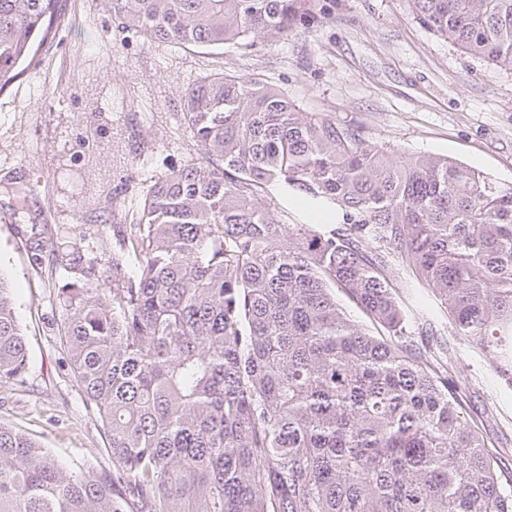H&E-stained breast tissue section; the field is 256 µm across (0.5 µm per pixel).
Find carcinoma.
Masks as SVG:
<instances>
[{"instance_id":"1","label":"carcinoma","mask_w":512,"mask_h":512,"mask_svg":"<svg viewBox=\"0 0 512 512\" xmlns=\"http://www.w3.org/2000/svg\"><path fill=\"white\" fill-rule=\"evenodd\" d=\"M57 0H0V90ZM152 44L246 50L321 18V0H108ZM464 53L512 72V0H409ZM199 159L146 195L112 287L81 256L59 292L70 368L112 470L69 468L0 424V512H512L447 367L408 347L391 266L512 385V186L447 156L401 160L253 74L183 100ZM270 196L272 205H257ZM300 199L311 223L281 224ZM344 293L382 331L336 300ZM28 369L0 277V380Z\"/></svg>"}]
</instances>
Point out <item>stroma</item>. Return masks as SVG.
<instances>
[{
	"label": "stroma",
	"instance_id": "1",
	"mask_svg": "<svg viewBox=\"0 0 512 512\" xmlns=\"http://www.w3.org/2000/svg\"><path fill=\"white\" fill-rule=\"evenodd\" d=\"M330 18L244 51L151 44L113 22L106 0H58L48 36L0 90V273L28 351L23 382L0 383V423L65 466L108 470L107 433L87 407L60 340V249L112 275L150 187L197 156L182 103L201 77L255 74L304 106L362 128L398 156H448L512 185V73L464 54L407 0H325ZM429 360L450 355L463 418L512 463V388L452 332L410 322Z\"/></svg>",
	"mask_w": 512,
	"mask_h": 512
}]
</instances>
